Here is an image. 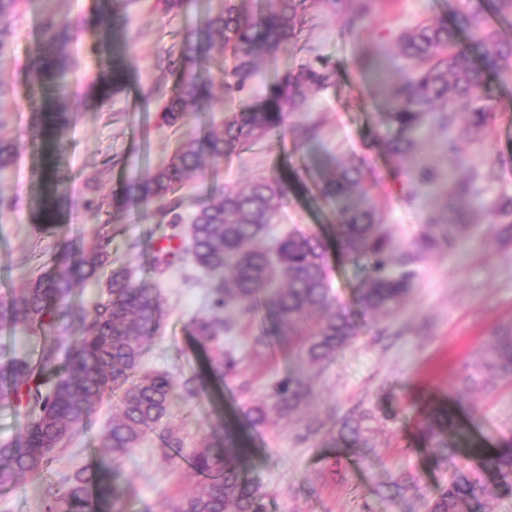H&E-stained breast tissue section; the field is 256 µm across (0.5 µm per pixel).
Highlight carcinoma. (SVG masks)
Segmentation results:
<instances>
[{"instance_id": "1", "label": "carcinoma", "mask_w": 512, "mask_h": 512, "mask_svg": "<svg viewBox=\"0 0 512 512\" xmlns=\"http://www.w3.org/2000/svg\"><path fill=\"white\" fill-rule=\"evenodd\" d=\"M341 25L351 34L371 19L375 0H326ZM20 0H0V53L11 35L10 19ZM310 0H261L256 11L238 0H215L200 34L188 33L167 59L176 84L160 109L164 124L176 127L197 116V107L210 97L206 68L224 71V55H211L212 46L229 53L231 67L224 93L245 95L261 69L288 52L302 32ZM512 15V0H468L453 23L423 22L403 33L401 55L418 65L405 71L391 86L388 121L396 136L387 142L394 156L418 151L424 132L436 129L448 135V152L456 140L478 144L488 131L493 109L485 103L488 75L500 74L512 59V42L487 31L489 10ZM469 43L458 40L460 33ZM77 28L65 21L47 20L43 45L31 68L47 82L63 78L73 64L71 46ZM335 67L317 58L288 72L273 85L258 106L232 113L213 127L201 142L181 145L164 166L130 181L109 198L93 196L84 208L104 215L91 245L76 230L58 254L41 259L27 287L0 299V328L44 335L40 349L12 354L0 361V400L12 401L27 417L18 440L0 445V489L15 486L27 474L49 470L54 452L71 434L84 427L104 396L119 390L118 405L99 435V447L112 455L111 466H84L63 477L64 490L49 500L44 512H98L121 497L124 458L145 435L163 428L164 447L179 448L181 438L164 427L177 384L168 371H141L152 335L166 316L161 296L132 279L124 268H112V211L147 209L159 205L168 233L155 249L154 268L160 277L191 263L207 278V310L191 321L193 335L212 344L229 334L236 320L256 325L253 349H266L285 338L305 335L299 356L318 368L357 337L352 313L332 293L325 242L298 230L276 232L273 224L293 187L273 175L254 180L248 188L222 186L192 205L190 228L181 225L184 199L178 196L188 175L203 160L219 167L224 156L262 142L284 125L288 117L306 109L311 95L332 86ZM117 70L102 72L85 85L88 101L102 105L120 92ZM66 93H61L53 116L37 115L35 125L53 122L62 131L67 121ZM17 143L0 136V172L13 166ZM486 175L471 169L448 182V198L470 196ZM425 166L411 175L417 191L435 183ZM364 171L357 165H337L319 182L323 200L336 204L339 220L336 244L352 261H362L366 286L360 290L362 307L382 317L397 315L415 287L416 267L446 242L453 245L470 232V225L451 220L448 208L429 214L420 232L400 245L383 223L378 209L362 189ZM485 209L495 224L512 232V195L501 193ZM106 277L107 297L88 313L76 308L74 284ZM238 361L222 347L210 356L212 373L238 374ZM512 381V321L499 324L461 374L457 392L488 389ZM310 391L294 374L271 381L267 401L245 413L249 425L265 422L268 411L288 414L300 408ZM379 419L368 412L344 420L336 443L370 447ZM436 464L460 460L441 491L427 503L428 512H494L486 479L494 478L497 493L512 495V439L491 452L456 422L447 409H433L421 427ZM192 468L201 476L192 492L182 497L174 512H267L265 494L248 475L245 452L232 429L212 436L190 450Z\"/></svg>"}]
</instances>
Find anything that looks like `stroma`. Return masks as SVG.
<instances>
[{
  "label": "stroma",
  "instance_id": "stroma-1",
  "mask_svg": "<svg viewBox=\"0 0 512 512\" xmlns=\"http://www.w3.org/2000/svg\"><path fill=\"white\" fill-rule=\"evenodd\" d=\"M210 0H185L179 14L154 0H23L12 20L9 51L0 56V127L19 142L14 166L0 176V189L15 197L13 210L0 214V297L23 288L29 269L23 255L53 253L68 236V225L93 233L97 218L82 207L90 195L120 190L129 180L167 162L183 142L203 139L211 126L238 111L239 99L225 95L222 77L211 72L213 99L199 110L198 120L180 130L162 125L154 86L171 91L173 78L158 67L169 48L190 30L201 27ZM464 0H379L360 35L347 33L322 0H312L298 44L255 77L248 99L261 103L271 84L301 64L322 56L336 69L335 84L316 92L306 112L290 117L286 133L224 159L219 169L202 167L182 189L187 200L207 196L214 186L248 185L256 177L280 175L295 186L278 215L280 230L297 229L324 238L333 292L357 323L358 335L330 363L306 370L296 348L281 345L254 352L255 330L239 323L225 347L240 358V374L217 379L207 366L211 353L190 333L201 314L205 289L185 284L181 272L157 276L154 250L166 225L145 213L116 215L112 260L126 266L137 282L157 289L166 306L162 329L144 361L148 371L166 370L176 382L197 379L200 394L176 398L168 420L182 447L162 451L160 431L148 432L123 462L125 491L113 512H172L193 490L198 478L183 462L195 443L220 435L228 423L242 420L247 405L260 403L270 379L306 371L313 392L309 405L287 418L269 413L257 428H244L241 442L248 468L266 496L267 512H427L425 503L445 485L453 462L433 465L420 440L424 417L437 406L449 408L484 447L512 437V382L459 397L457 376L500 323L512 319V242L501 243L498 225L484 207L496 194H512V74L490 75L494 118L482 145L460 142L470 165L489 172L476 196L464 208L475 235L453 249L441 250L421 263L415 289L401 313L392 319L363 310L357 301L364 276L341 257L335 239L336 211L318 195V174L336 163L363 165L366 186L381 207L398 242L420 229L425 215L440 208L441 196L408 189L417 161H425L447 179L453 161L446 137L431 131L418 155L397 158L385 149L392 130L386 120L387 91L397 81L405 59L398 38L420 22L452 21ZM120 9L124 26L84 32L73 46L74 64L65 80L71 122L63 137L34 127L33 113L55 107L56 90L45 86L28 65L36 53L47 16L81 25L90 14ZM119 67L123 90L101 107L85 103L86 81ZM319 122L316 152L302 145L298 127ZM67 178L70 204L56 233L43 232L55 175ZM137 250H129L130 241ZM250 381V393L239 389ZM115 402L102 403L89 424L75 431L55 454L50 473L26 476L13 489L0 492V512H43L45 501L61 493L58 476L86 465H107L97 436L105 428ZM366 410L384 421L373 447H331L337 421ZM417 480L416 490L387 496L389 485L404 475Z\"/></svg>",
  "mask_w": 512,
  "mask_h": 512
}]
</instances>
